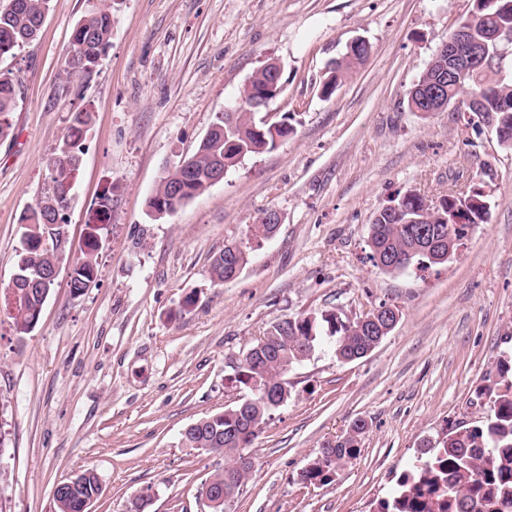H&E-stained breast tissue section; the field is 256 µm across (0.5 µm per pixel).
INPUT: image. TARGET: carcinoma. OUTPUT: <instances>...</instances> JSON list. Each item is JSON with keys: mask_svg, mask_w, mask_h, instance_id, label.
I'll return each mask as SVG.
<instances>
[{"mask_svg": "<svg viewBox=\"0 0 512 512\" xmlns=\"http://www.w3.org/2000/svg\"><path fill=\"white\" fill-rule=\"evenodd\" d=\"M51 0H0V59L31 42L43 25ZM479 17L472 21L471 41L485 44L489 50L509 49L503 63L512 62V43L500 44L490 39V29L500 30L512 38V0H476ZM112 39V5L108 0L90 9L77 23L72 34L70 50L65 60L67 76L88 77ZM371 53L368 45L356 46L334 61L323 84V94H332L354 70L363 65ZM272 81V66L263 65L250 77L252 89L261 90ZM479 92V108L483 121L502 127L512 137V79L502 78L494 68L472 72L462 87L450 85L444 97L453 101L466 90ZM17 90L14 81L0 73V137L9 135L12 128L9 116L14 112ZM90 113H73L68 132L47 162L44 191L64 189L72 178L71 165L83 154L89 131ZM213 125L221 127L204 146L189 155L194 173L185 183L184 192L175 197L170 187L180 182L178 168L168 170L147 200L148 216L158 220L174 213L185 202L202 195L210 187L213 165L219 164L228 172L256 154L276 148L278 142L291 132L288 122L271 130L256 119L254 112H224L216 116ZM397 208L378 211L369 230L368 259L373 266L396 272L413 264L427 269L432 264L448 261V252H456L468 227L486 221L489 207L478 190L457 197L449 195L439 204L431 205L418 193L399 195ZM21 223L34 240L54 223L49 212L35 204L22 217ZM86 250L73 265L69 288L81 294L94 283L97 275L98 243L89 239ZM250 247L232 254L230 246L213 260L210 276L216 283L230 281L235 265L246 266ZM60 261L55 248L22 246L18 254L16 275L23 283L17 297L9 299L15 324L24 329L33 326L36 307L44 304L41 297L49 296L55 284L47 271ZM327 328L334 338L332 348L339 361L363 358L370 343L388 336L384 324L361 325L358 321L344 322L328 311L310 313L288 321V327L272 323L263 334V347L238 360L234 367L238 383L252 390L249 397L220 412L199 419L182 434L187 448H204L224 456V467L214 470L206 488L230 487L240 494L252 470L238 467L244 450L264 428L277 403L262 392H253L259 384L273 392L283 391L282 383L288 371L308 360L321 345V329ZM501 382L496 389H486L487 420L480 426L463 428L448 436L443 447L415 466L416 472L405 474L401 491L392 500L378 504L377 512H402L400 505L409 501L414 512H439L448 505V512H474L476 496H483L487 512H502L509 502L500 499L495 490L512 487V356L503 360L499 369ZM367 423L353 422L351 429L334 442H326L310 466L303 470V480L324 482L331 473H338L357 457ZM233 475L232 484L225 482ZM102 494L97 474L86 469L72 476L54 492V512H87L83 506Z\"/></svg>", "mask_w": 512, "mask_h": 512, "instance_id": "obj_1", "label": "carcinoma"}]
</instances>
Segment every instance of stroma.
<instances>
[{
	"label": "stroma",
	"mask_w": 512,
	"mask_h": 512,
	"mask_svg": "<svg viewBox=\"0 0 512 512\" xmlns=\"http://www.w3.org/2000/svg\"><path fill=\"white\" fill-rule=\"evenodd\" d=\"M474 0H112V40L90 79L64 57L89 0H51L33 41L0 60L17 86L0 139V512H53L54 491L84 469L103 492L92 512H208L201 485L224 458L184 447L197 420L248 396L232 361L273 322L331 311L354 320L388 303L400 320L366 357L329 344L287 376L290 396L249 452L254 468L228 512H370L452 427L477 425L475 398L512 353V148L459 113L413 112L408 93ZM361 37L371 55L331 97L328 63ZM283 68L267 108L293 132L245 159L203 195L154 221L146 200L194 152L255 70ZM90 111L70 192L71 248L29 333L5 300L21 218L79 106ZM479 188L489 205L447 263L388 273L367 260L369 225L399 194L432 203ZM98 273L83 294L69 275L86 226ZM282 222L218 285L210 265L266 211ZM192 307H185L186 298ZM361 452L322 484L300 474L356 419Z\"/></svg>",
	"instance_id": "stroma-1"
}]
</instances>
